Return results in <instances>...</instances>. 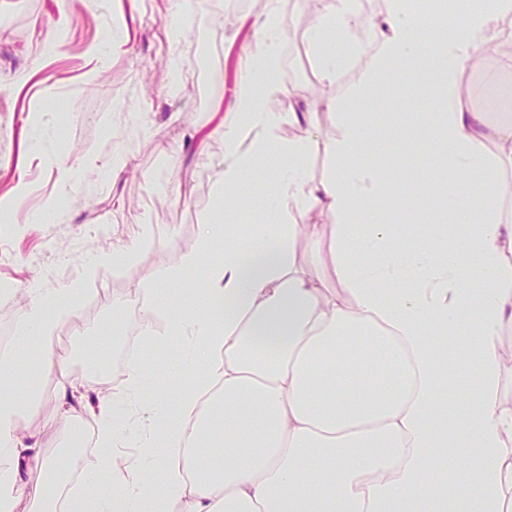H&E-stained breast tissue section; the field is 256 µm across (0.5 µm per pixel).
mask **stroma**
Segmentation results:
<instances>
[{
    "mask_svg": "<svg viewBox=\"0 0 512 512\" xmlns=\"http://www.w3.org/2000/svg\"><path fill=\"white\" fill-rule=\"evenodd\" d=\"M193 2L187 32L173 46L164 34L173 0H116L101 9L89 0H0V76L21 70L31 74L23 87L0 89V284L11 289L10 298H0V335H14L20 326L24 288L33 278L44 277L52 287L67 282L85 256L135 238L145 215L160 237L158 245L132 262L102 270L78 318L63 327L61 343L70 353L68 371L75 377L96 357L100 338L117 349L130 335L128 321L112 316L113 298L170 266L195 239L217 200L213 177L224 158L218 129L232 107L224 88L240 73L238 51L228 41L236 23L204 9L205 0ZM276 5L294 32L284 46L294 58L285 83L300 100L316 91L335 102V109L316 112L322 135L332 136L357 71L349 69L335 83H324L308 47L295 35L312 23V11L297 10L293 0H277ZM61 10L69 18L64 40L45 58L35 59L41 32ZM113 37L126 39L125 51L109 55L99 76L88 79L94 66L90 48ZM174 54L182 58L197 94L172 92L169 59ZM410 85V78L402 76L376 89L381 128L404 124L414 111ZM121 100L146 108L150 138L136 139L119 122L115 107ZM41 139L47 145L42 154H34L29 145ZM118 149L130 150L131 158L115 176L103 164ZM408 153L404 146L393 152L383 147L365 156L395 179L393 194L381 208L405 246L414 233L426 230L415 224L417 213L428 211L433 219L444 220L421 187L444 177L447 167L436 153L415 161ZM88 156L97 157L101 169H84ZM162 169L170 185L157 191L151 178ZM21 178L29 191L17 200L13 187ZM44 386V400L20 425L42 431L45 447L59 448L68 444V435L43 427L55 412V376L46 377Z\"/></svg>",
    "mask_w": 512,
    "mask_h": 512,
    "instance_id": "1",
    "label": "stroma"
}]
</instances>
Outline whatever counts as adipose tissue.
<instances>
[{"instance_id": "1", "label": "adipose tissue", "mask_w": 512, "mask_h": 512, "mask_svg": "<svg viewBox=\"0 0 512 512\" xmlns=\"http://www.w3.org/2000/svg\"><path fill=\"white\" fill-rule=\"evenodd\" d=\"M386 0L372 45L357 40L358 0H318L301 32L322 81L334 82L352 56L368 55L356 105L335 135L322 138L281 77L288 32L276 11L252 23L226 120L221 199L249 185L248 224H204L194 242L153 281L129 289L113 312L137 314V334L155 347L184 346L191 382L177 401L154 390L142 364L122 385L100 387L98 364L81 379L66 373L60 330L77 316L102 269L153 246L138 239L88 259L57 288L33 287L22 326L0 350V512H512V385L502 338L512 329V114L466 104L463 78L494 50L512 71V0L468 7ZM428 72L414 97L434 116L395 130L430 142L448 160L426 196L464 235L429 226L426 241L396 247L375 210L394 183L362 161L376 148L371 92L394 77ZM303 127L282 139L284 125ZM331 173L312 180L316 149ZM487 186L474 195L470 184ZM336 216L330 294L295 262L298 234L318 247V227L286 223L291 211ZM361 235H354L356 225ZM224 257L211 260L216 245ZM206 270L203 300L187 297L186 275ZM168 323L156 330V320ZM37 343L41 374L16 385L19 353ZM57 373L54 426L96 424V450L83 462L78 493L59 498L74 464L21 431L42 400L41 379ZM107 476L111 491L96 488Z\"/></svg>"}]
</instances>
